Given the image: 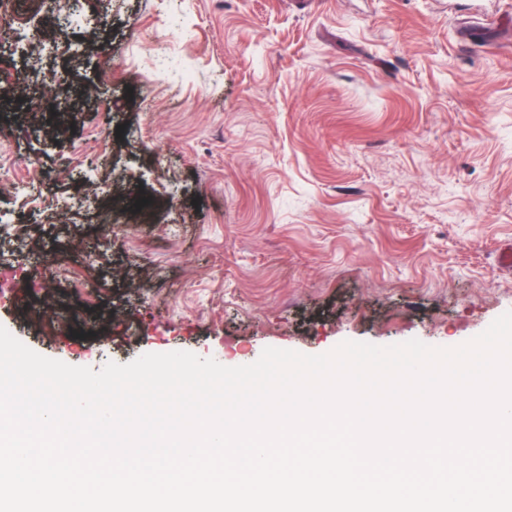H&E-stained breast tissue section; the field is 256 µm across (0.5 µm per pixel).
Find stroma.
Segmentation results:
<instances>
[{
    "instance_id": "stroma-1",
    "label": "stroma",
    "mask_w": 512,
    "mask_h": 512,
    "mask_svg": "<svg viewBox=\"0 0 512 512\" xmlns=\"http://www.w3.org/2000/svg\"><path fill=\"white\" fill-rule=\"evenodd\" d=\"M17 16L0 181L33 159L51 176L0 198V260L27 264L0 326L36 352L239 366L268 346L452 347L512 311V0H19ZM47 17L73 51H30ZM93 183L112 212L79 205ZM132 197L150 222H124ZM72 310L83 328L60 337Z\"/></svg>"
}]
</instances>
